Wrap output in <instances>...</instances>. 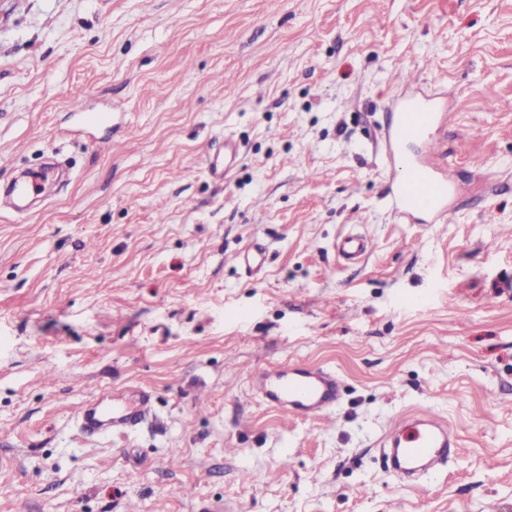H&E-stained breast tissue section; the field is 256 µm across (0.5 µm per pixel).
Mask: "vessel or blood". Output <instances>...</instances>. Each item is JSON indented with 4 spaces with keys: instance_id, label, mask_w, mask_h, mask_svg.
Listing matches in <instances>:
<instances>
[{
    "instance_id": "b4317fda",
    "label": "vessel or blood",
    "mask_w": 512,
    "mask_h": 512,
    "mask_svg": "<svg viewBox=\"0 0 512 512\" xmlns=\"http://www.w3.org/2000/svg\"><path fill=\"white\" fill-rule=\"evenodd\" d=\"M443 109L442 101L434 96L410 95L397 102L385 125L391 172L387 191L402 220L447 223L454 212L450 200L462 192L449 167L437 163L441 148L436 131L442 124ZM409 141L420 143L421 153H407L404 145ZM250 380L266 404L290 417L322 418L335 409L340 398V379L325 367L282 364L256 371ZM150 403V393L142 389L85 401L77 411L79 430L88 436L124 432L147 415ZM384 445L394 475L418 480L451 460L457 440L441 416L418 411L394 427Z\"/></svg>"
}]
</instances>
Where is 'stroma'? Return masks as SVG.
<instances>
[{"label":"stroma","instance_id":"stroma-1","mask_svg":"<svg viewBox=\"0 0 512 512\" xmlns=\"http://www.w3.org/2000/svg\"><path fill=\"white\" fill-rule=\"evenodd\" d=\"M407 73L448 100V224L388 201ZM284 362L340 376L328 421L253 391ZM136 387L141 425L79 433ZM418 410L461 453L404 487L380 441ZM206 506L512 512V0H0V512ZM238 155V147L237 145L230 140L224 141V159L221 161L218 160H210L208 162V171L209 173L221 180H224V175H226L228 169L235 161ZM150 403L151 394L142 389L120 397L103 394L79 406L76 416L79 430L88 436L124 432L147 415Z\"/></svg>","mask_w":512,"mask_h":512}]
</instances>
